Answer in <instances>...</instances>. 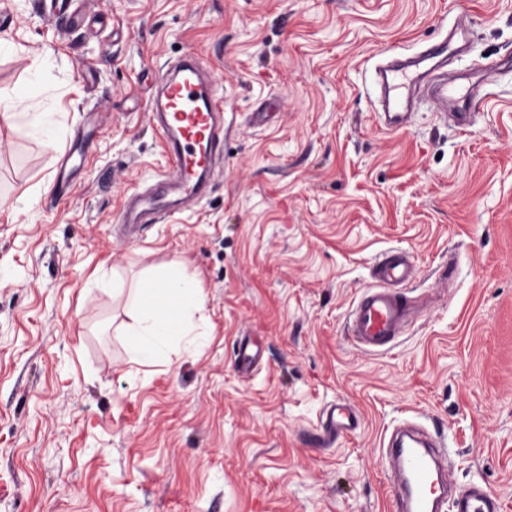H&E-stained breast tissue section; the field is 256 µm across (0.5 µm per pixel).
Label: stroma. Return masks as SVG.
<instances>
[{"instance_id": "35a3bbf8", "label": "stroma", "mask_w": 512, "mask_h": 512, "mask_svg": "<svg viewBox=\"0 0 512 512\" xmlns=\"http://www.w3.org/2000/svg\"><path fill=\"white\" fill-rule=\"evenodd\" d=\"M42 2L0 0V91L51 121L0 117V512H393L380 440L404 413L512 512V0H72L81 28ZM461 16L474 124L428 101L382 130L374 63ZM189 51L224 94V169L131 238L126 198L167 170L147 102ZM387 250L415 260L418 315L371 352L349 314ZM169 266L202 288L198 343L146 362L117 291ZM339 397L360 428L310 443Z\"/></svg>"}]
</instances>
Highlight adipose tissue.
<instances>
[{
    "label": "adipose tissue",
    "mask_w": 512,
    "mask_h": 512,
    "mask_svg": "<svg viewBox=\"0 0 512 512\" xmlns=\"http://www.w3.org/2000/svg\"><path fill=\"white\" fill-rule=\"evenodd\" d=\"M126 304L135 316L130 333L136 339L137 354L147 361L168 339L190 335L194 313L204 300L199 283L170 270L130 289Z\"/></svg>",
    "instance_id": "obj_1"
}]
</instances>
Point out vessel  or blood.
<instances>
[{
    "mask_svg": "<svg viewBox=\"0 0 512 512\" xmlns=\"http://www.w3.org/2000/svg\"><path fill=\"white\" fill-rule=\"evenodd\" d=\"M468 30L455 22L445 38L419 53H393L373 70L376 115L390 133L411 123L422 99H433L444 118L466 128L472 122V102L477 83L472 76L447 71L448 57L465 50ZM162 136L170 165L169 175L158 180L137 204L125 206L121 223L130 233L159 221L178 209L181 200L202 201L224 155V97L213 90L203 59L184 55L160 80L149 114ZM415 276L410 257L401 251L377 256L372 266L375 285L366 289L353 306L349 330L354 341L369 351L385 350L408 326L415 304L402 293ZM323 445L355 432L361 418L345 399L325 409ZM395 512H502L500 499L478 482L463 487L448 483L445 476L446 442L430 435L414 422L399 421L382 440Z\"/></svg>",
    "mask_w": 512,
    "mask_h": 512,
    "instance_id": "1",
    "label": "vessel or blood"
}]
</instances>
